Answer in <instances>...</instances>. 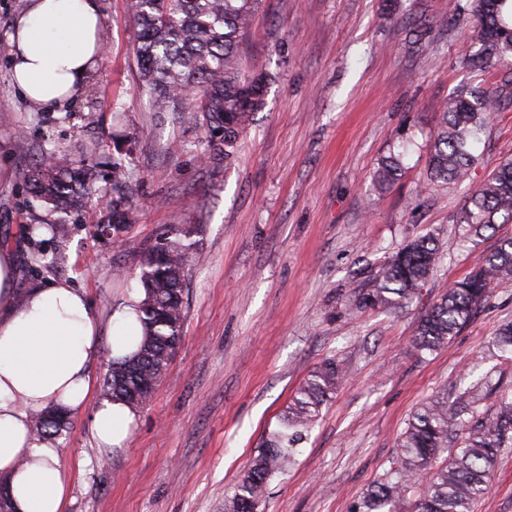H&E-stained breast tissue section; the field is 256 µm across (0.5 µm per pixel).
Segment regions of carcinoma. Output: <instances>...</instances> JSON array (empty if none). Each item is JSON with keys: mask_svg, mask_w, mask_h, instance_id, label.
I'll return each instance as SVG.
<instances>
[{"mask_svg": "<svg viewBox=\"0 0 512 512\" xmlns=\"http://www.w3.org/2000/svg\"><path fill=\"white\" fill-rule=\"evenodd\" d=\"M262 0H128L136 26L135 58L140 84L152 106L183 108L188 93L202 94L205 104L187 119L205 125L224 154L235 161L239 136L263 103L265 83L242 73L239 43L249 30ZM461 11L478 22L477 56L464 60L472 69L505 70L492 86L451 94L428 143L426 179L430 183L463 184L478 158L474 151L490 131L496 112L512 104V0H466ZM411 142L381 160L375 182L387 187L397 180ZM126 157H112V177L119 190L126 180ZM30 193L50 211L67 213L83 206L95 192L97 169L76 164L52 146L40 148V159L23 172ZM466 235L480 237L497 224L512 223V159H506L477 186L455 217ZM195 224H174L140 261L141 299L136 305L143 327L135 353L112 362L104 390L112 400L132 408L150 403L182 341L186 321L184 286L192 256L197 254ZM440 262L431 235L407 241L368 276L355 305L388 307L412 299ZM512 282V236L499 240L493 252L479 258L463 279L420 316L413 348L436 351L469 323L493 289ZM345 376L334 358L317 364L296 390L276 427L239 479L224 512H262L271 479L288 470L294 450L307 438L324 406ZM69 421L39 416V436L55 445ZM448 401L435 398L417 410L399 438L396 465L368 490L357 512H403L409 491L422 493L415 512H472L473 503L490 488L498 449L512 442V399L496 412L466 426L461 446L448 453ZM444 458L438 467L433 462Z\"/></svg>", "mask_w": 512, "mask_h": 512, "instance_id": "obj_1", "label": "carcinoma"}]
</instances>
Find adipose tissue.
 Instances as JSON below:
<instances>
[{"label":"adipose tissue","instance_id":"1","mask_svg":"<svg viewBox=\"0 0 512 512\" xmlns=\"http://www.w3.org/2000/svg\"><path fill=\"white\" fill-rule=\"evenodd\" d=\"M100 0H24L12 22V79L33 107L56 112L83 91L100 58ZM15 259L0 250V479L12 512H63L70 475L58 448L39 438L34 418L55 407L92 408L103 448L120 445L136 413L94 398L92 364L131 354L142 336L135 298L100 320L84 291L58 281L25 294Z\"/></svg>","mask_w":512,"mask_h":512}]
</instances>
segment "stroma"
Returning a JSON list of instances; mask_svg holds the SVG:
<instances>
[{
  "label": "stroma",
  "instance_id": "stroma-1",
  "mask_svg": "<svg viewBox=\"0 0 512 512\" xmlns=\"http://www.w3.org/2000/svg\"><path fill=\"white\" fill-rule=\"evenodd\" d=\"M459 0H262L240 46L246 76L268 80L263 105L224 165L204 127L182 113L155 114L140 94L134 22L126 0H101L104 49L88 88L70 108L34 109L15 87L9 33L23 0H0V143L13 178L0 183V248L13 250L17 286L65 281L101 318L139 288L140 257L173 224H197L201 261L187 280V319L177 355L121 447L101 448L92 412L72 417L60 465L71 473L64 512H224L308 372L328 357L347 375L267 491L265 512H356L398 456L409 418L444 396L459 422L512 397V353L493 346L512 321V283L495 288L472 320L439 350L416 352L418 318L466 276L477 258L512 236L463 241L453 222L470 185L512 157V108L479 146L469 184L425 182L427 143L438 110L467 84L500 79L462 62L479 48ZM443 15L455 28L427 30L430 51L410 48L409 23ZM409 139L399 179L372 176ZM97 150L95 200L57 214L22 179L40 145ZM125 146L129 221L111 223L112 157ZM29 224H65L70 237L53 269L34 273ZM433 235L440 264L409 303L357 309L356 288L418 235ZM474 512H512V444L501 449L490 491Z\"/></svg>",
  "mask_w": 512,
  "mask_h": 512
}]
</instances>
